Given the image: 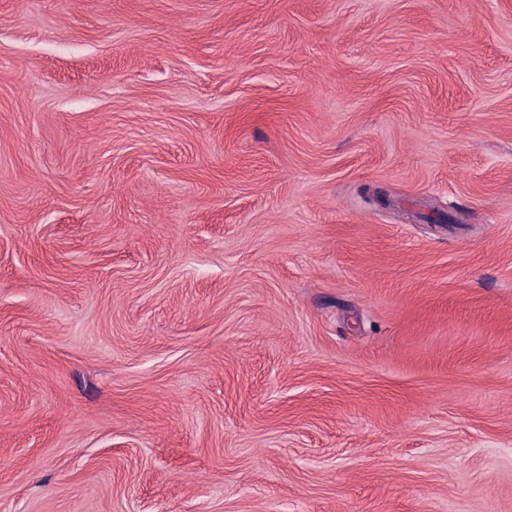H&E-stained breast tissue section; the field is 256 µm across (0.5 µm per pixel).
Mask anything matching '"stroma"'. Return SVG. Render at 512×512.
Returning a JSON list of instances; mask_svg holds the SVG:
<instances>
[{"mask_svg": "<svg viewBox=\"0 0 512 512\" xmlns=\"http://www.w3.org/2000/svg\"><path fill=\"white\" fill-rule=\"evenodd\" d=\"M0 512H512V0H0Z\"/></svg>", "mask_w": 512, "mask_h": 512, "instance_id": "1", "label": "stroma"}]
</instances>
